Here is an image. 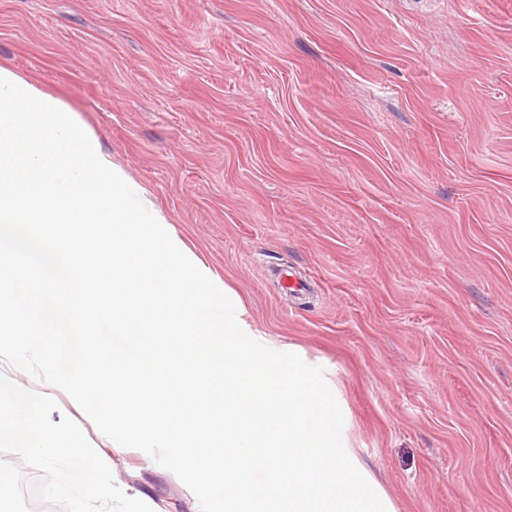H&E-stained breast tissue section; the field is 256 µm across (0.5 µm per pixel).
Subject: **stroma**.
<instances>
[{
    "label": "stroma",
    "mask_w": 512,
    "mask_h": 512,
    "mask_svg": "<svg viewBox=\"0 0 512 512\" xmlns=\"http://www.w3.org/2000/svg\"><path fill=\"white\" fill-rule=\"evenodd\" d=\"M0 66L338 380L396 512H512V0H0ZM47 394L0 512H200Z\"/></svg>",
    "instance_id": "35a3bbf8"
}]
</instances>
